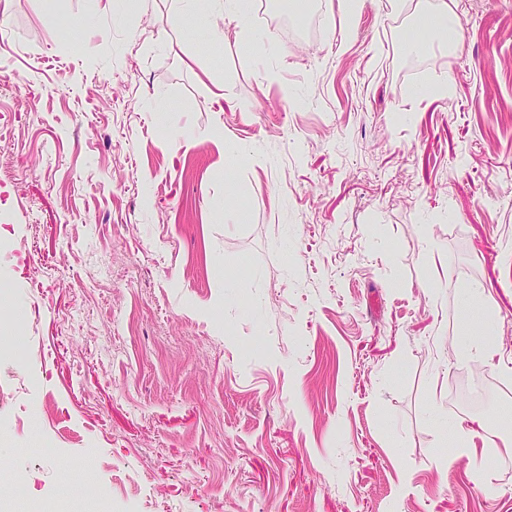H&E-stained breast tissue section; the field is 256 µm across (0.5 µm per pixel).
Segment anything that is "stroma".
Masks as SVG:
<instances>
[{
    "mask_svg": "<svg viewBox=\"0 0 512 512\" xmlns=\"http://www.w3.org/2000/svg\"><path fill=\"white\" fill-rule=\"evenodd\" d=\"M281 2L0 0V512H512V0ZM243 0H206L207 11L224 15L228 21H235L239 24L246 18V11L242 9ZM450 8L446 0H438L437 7L422 20V25L425 29L442 40H445V35L448 31L458 35L457 23L453 20L450 14ZM464 309L475 313L476 325L473 332L483 340L482 347L484 355L491 365H493L492 360L494 359V353L489 349L491 347V343L488 341L493 323L491 322V316L488 308L482 298L470 296L467 303L464 305ZM476 420H461L456 425V434L459 440L455 452L458 455H465L470 458L473 463L476 474L483 479L490 480L492 471V457L486 448H497L495 445L486 444L483 448H474L471 442L476 437H481L480 424L474 427Z\"/></svg>",
    "mask_w": 512,
    "mask_h": 512,
    "instance_id": "35a3bbf8",
    "label": "stroma"
}]
</instances>
